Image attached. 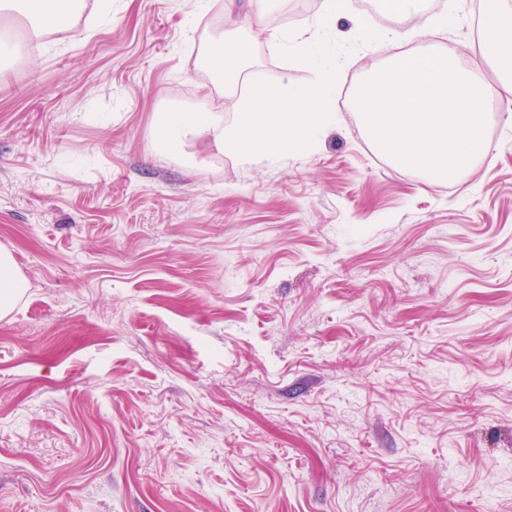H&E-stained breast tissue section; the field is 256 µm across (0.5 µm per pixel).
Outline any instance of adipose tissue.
Masks as SVG:
<instances>
[{
  "mask_svg": "<svg viewBox=\"0 0 512 512\" xmlns=\"http://www.w3.org/2000/svg\"><path fill=\"white\" fill-rule=\"evenodd\" d=\"M58 0H0V11L26 17L32 36L45 32L67 33L73 28L74 8L82 0H69L64 11ZM222 64L224 88L237 92V108L232 121L223 113L205 107L193 112L165 111L154 118L155 143L164 151L180 148L188 139H208L218 151L246 163L271 158L280 153L310 147L326 128L335 125L336 88L339 73L334 66L318 65L315 80L297 89L288 82L271 87H243L237 71L245 63L239 44L216 42L213 50Z\"/></svg>",
  "mask_w": 512,
  "mask_h": 512,
  "instance_id": "adipose-tissue-1",
  "label": "adipose tissue"
}]
</instances>
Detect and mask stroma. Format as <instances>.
Instances as JSON below:
<instances>
[{
	"label": "stroma",
	"mask_w": 512,
	"mask_h": 512,
	"mask_svg": "<svg viewBox=\"0 0 512 512\" xmlns=\"http://www.w3.org/2000/svg\"><path fill=\"white\" fill-rule=\"evenodd\" d=\"M223 4L112 0L35 43L0 17V250L27 282L0 319V507L512 512V102L439 182L355 112L383 30L470 63L474 0L324 25L323 0H277L267 28L335 49L336 125L273 161L159 152L155 113L233 118ZM236 39L245 84L313 80ZM213 55L222 63V78L224 76V90L235 93L237 91L239 76L236 70L245 64V57L241 53L240 44L228 42L224 44L223 39L214 45Z\"/></svg>",
	"instance_id": "obj_1"
}]
</instances>
